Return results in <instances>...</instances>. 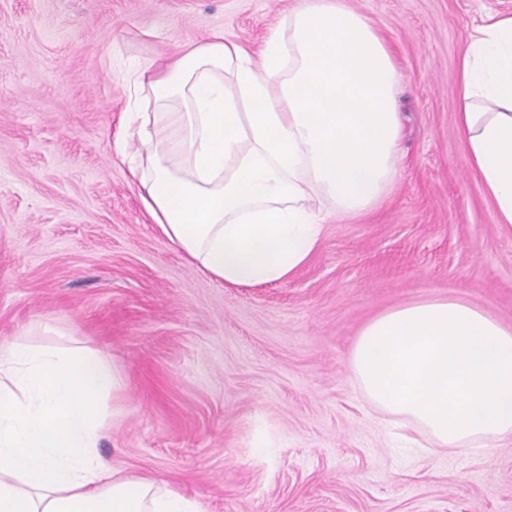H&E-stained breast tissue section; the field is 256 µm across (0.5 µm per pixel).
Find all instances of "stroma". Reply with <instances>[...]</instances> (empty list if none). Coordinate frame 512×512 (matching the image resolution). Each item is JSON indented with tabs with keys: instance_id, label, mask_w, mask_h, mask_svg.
Segmentation results:
<instances>
[{
	"instance_id": "1",
	"label": "stroma",
	"mask_w": 512,
	"mask_h": 512,
	"mask_svg": "<svg viewBox=\"0 0 512 512\" xmlns=\"http://www.w3.org/2000/svg\"><path fill=\"white\" fill-rule=\"evenodd\" d=\"M405 116L388 196L330 218L289 281L227 288L152 223L117 155L123 75L214 33L258 55L299 0H0V341L118 367L105 463L205 512H512V444L404 448L348 369L388 309L455 298L512 328V227L465 165L454 76L512 0H346Z\"/></svg>"
}]
</instances>
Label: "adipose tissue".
<instances>
[{"label":"adipose tissue","instance_id":"1","mask_svg":"<svg viewBox=\"0 0 512 512\" xmlns=\"http://www.w3.org/2000/svg\"><path fill=\"white\" fill-rule=\"evenodd\" d=\"M402 74L342 0H304L259 56L214 34L131 67L117 143L141 200L189 262L228 287L293 278L327 218L376 206L396 174ZM464 160L512 226V16L475 28L455 75ZM369 406L440 448L512 442V329L454 299L386 311L348 361ZM114 365L87 345L0 343V512H204L167 486L108 471L122 413Z\"/></svg>","mask_w":512,"mask_h":512}]
</instances>
